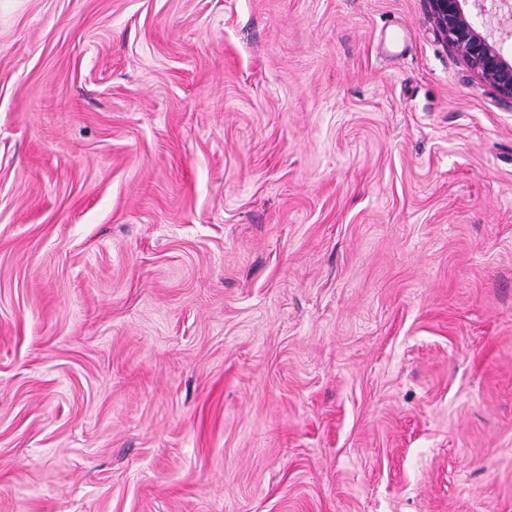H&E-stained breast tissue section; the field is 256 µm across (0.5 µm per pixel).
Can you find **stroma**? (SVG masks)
I'll list each match as a JSON object with an SVG mask.
<instances>
[{
	"label": "stroma",
	"instance_id": "1",
	"mask_svg": "<svg viewBox=\"0 0 512 512\" xmlns=\"http://www.w3.org/2000/svg\"><path fill=\"white\" fill-rule=\"evenodd\" d=\"M0 512H512V104L426 0H0Z\"/></svg>",
	"mask_w": 512,
	"mask_h": 512
}]
</instances>
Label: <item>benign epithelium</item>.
Returning <instances> with one entry per match:
<instances>
[{"instance_id": "benign-epithelium-1", "label": "benign epithelium", "mask_w": 512, "mask_h": 512, "mask_svg": "<svg viewBox=\"0 0 512 512\" xmlns=\"http://www.w3.org/2000/svg\"><path fill=\"white\" fill-rule=\"evenodd\" d=\"M436 32L483 82L512 100V57L501 43L512 35V0H426ZM499 38L488 31L491 21Z\"/></svg>"}]
</instances>
